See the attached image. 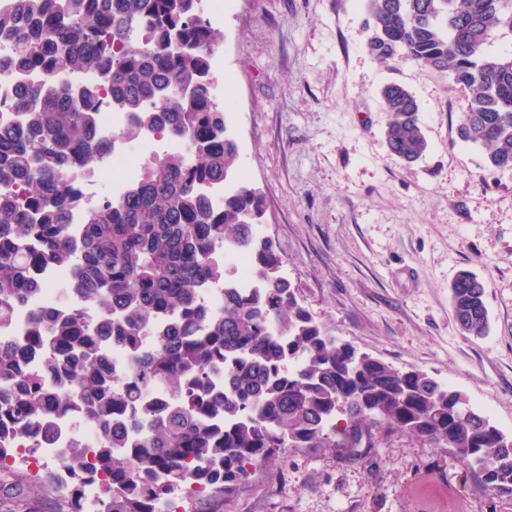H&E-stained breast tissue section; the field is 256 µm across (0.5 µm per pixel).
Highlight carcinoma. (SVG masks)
<instances>
[{
	"label": "carcinoma",
	"instance_id": "1",
	"mask_svg": "<svg viewBox=\"0 0 512 512\" xmlns=\"http://www.w3.org/2000/svg\"><path fill=\"white\" fill-rule=\"evenodd\" d=\"M200 0H13L0 10L11 42L0 75L22 86L18 122L0 129V324L33 291L32 268L70 271L68 291L98 311L48 307L26 339L0 347V463L32 437L49 441L56 420L91 419L96 447L78 439L46 482L84 512L86 477L101 478V512H159L165 483L234 493L250 468L290 448H344L353 457L378 436L406 435L451 448L498 494L512 496V433L453 386L404 371L329 334L282 276V259L258 224L261 193L238 180V146L208 79L221 30ZM367 49L382 63L412 61L467 93L456 135L484 149L492 169H512V52L488 51L512 31V0H366ZM97 82L75 87L68 75ZM388 150L412 163L428 150L408 90L382 91ZM131 116L128 140L161 134L190 144L158 159L123 194L68 236L73 191L61 171L90 167L109 138L102 108ZM224 182V203L201 187ZM244 252L260 287L233 286L221 248ZM224 287V309L202 301ZM466 336L488 328L485 290L467 270L450 284ZM128 357L112 377V347ZM48 355L34 371L33 354Z\"/></svg>",
	"mask_w": 512,
	"mask_h": 512
}]
</instances>
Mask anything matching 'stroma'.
<instances>
[{
    "instance_id": "stroma-1",
    "label": "stroma",
    "mask_w": 512,
    "mask_h": 512,
    "mask_svg": "<svg viewBox=\"0 0 512 512\" xmlns=\"http://www.w3.org/2000/svg\"><path fill=\"white\" fill-rule=\"evenodd\" d=\"M212 73L239 150L265 196L261 226L283 274L327 330L403 370L460 390L512 432V170L458 140L465 94L425 66L366 47L364 0H224ZM390 83L415 96L429 142L404 165L383 143ZM474 272L486 336H462L448 286ZM187 512H512L449 448L391 434L361 460L292 448L232 495Z\"/></svg>"
}]
</instances>
